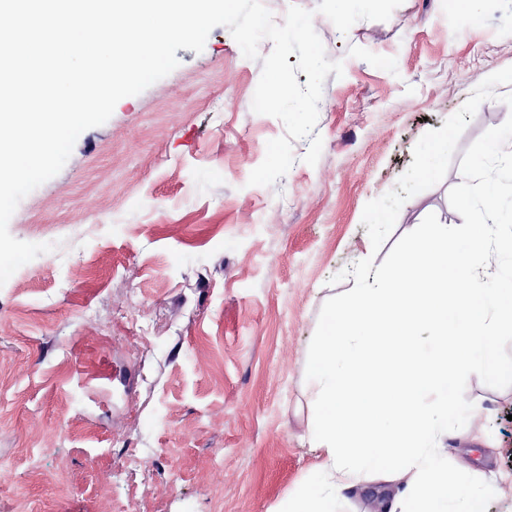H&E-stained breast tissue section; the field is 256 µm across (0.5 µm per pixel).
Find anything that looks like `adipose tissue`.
Segmentation results:
<instances>
[{"mask_svg": "<svg viewBox=\"0 0 512 512\" xmlns=\"http://www.w3.org/2000/svg\"><path fill=\"white\" fill-rule=\"evenodd\" d=\"M496 208L486 198L456 242L424 228L397 265L329 309L311 353L318 477L277 512H336L345 492L377 481L395 488L385 512H485L495 475L458 466L439 440L484 416L456 397L462 371L512 382L498 348L512 334V279L476 268Z\"/></svg>", "mask_w": 512, "mask_h": 512, "instance_id": "1", "label": "adipose tissue"}]
</instances>
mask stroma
<instances>
[{"mask_svg":"<svg viewBox=\"0 0 512 512\" xmlns=\"http://www.w3.org/2000/svg\"><path fill=\"white\" fill-rule=\"evenodd\" d=\"M293 3L344 74L275 184L248 183L285 132L251 108L273 44L218 26L19 203L12 236L55 249L0 286V512H274L319 463L329 307L486 188L512 218V0H269L275 23ZM457 394L489 417L449 453L511 476L512 387L474 367Z\"/></svg>","mask_w":512,"mask_h":512,"instance_id":"35a3bbf8","label":"stroma"}]
</instances>
